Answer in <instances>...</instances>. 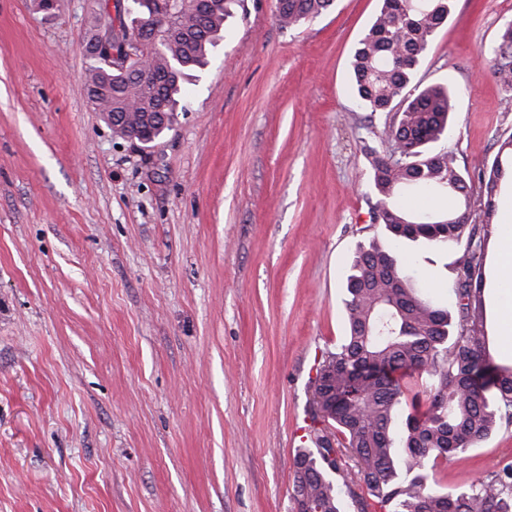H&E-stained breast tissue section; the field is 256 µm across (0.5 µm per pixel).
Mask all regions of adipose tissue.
Masks as SVG:
<instances>
[{"mask_svg": "<svg viewBox=\"0 0 512 512\" xmlns=\"http://www.w3.org/2000/svg\"><path fill=\"white\" fill-rule=\"evenodd\" d=\"M502 243L486 290L497 328L501 358L512 359V191L502 203Z\"/></svg>", "mask_w": 512, "mask_h": 512, "instance_id": "1", "label": "adipose tissue"}]
</instances>
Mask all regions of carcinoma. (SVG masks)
Listing matches in <instances>:
<instances>
[{"instance_id":"obj_1","label":"carcinoma","mask_w":512,"mask_h":512,"mask_svg":"<svg viewBox=\"0 0 512 512\" xmlns=\"http://www.w3.org/2000/svg\"><path fill=\"white\" fill-rule=\"evenodd\" d=\"M137 7L105 12L89 31L113 33L119 49L135 36L124 16L157 7L158 0H132ZM217 0L200 19L194 0L180 8L154 36L144 38L136 73L94 66L88 99L112 132L133 130L157 140L169 130L183 97L187 72L206 65L224 32L232 7ZM379 12L354 47L352 89L359 109L389 118L396 149L382 155L368 147L369 179L382 213L377 237L359 246L345 285L348 334L319 363L312 380L310 442L294 460L298 512H512V460L485 479L452 492L439 489L438 466L486 440L512 420V365L495 363L488 351L482 262L477 252L491 235L494 191L512 162V136L500 142V159L479 176L487 190L483 237L462 224H443L435 214L418 216L407 195H452L471 207L473 187L446 148L457 90L449 83L412 85L434 33L454 10L455 0H380ZM333 0H277L284 28L319 17ZM482 54L493 62L500 84L512 91V20ZM405 243L440 248L464 246L458 261L456 313L404 272ZM416 373L421 383L409 394L402 383ZM355 471L342 467L343 453Z\"/></svg>"}]
</instances>
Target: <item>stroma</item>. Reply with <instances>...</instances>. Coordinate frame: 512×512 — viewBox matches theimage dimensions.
Listing matches in <instances>:
<instances>
[{
  "label": "stroma",
  "mask_w": 512,
  "mask_h": 512,
  "mask_svg": "<svg viewBox=\"0 0 512 512\" xmlns=\"http://www.w3.org/2000/svg\"><path fill=\"white\" fill-rule=\"evenodd\" d=\"M103 0H0V512H296L294 458L342 285L374 233L351 90L380 0L294 29L243 0L146 149L88 102L83 37ZM512 0H456L419 76L458 98L468 179L512 135L483 56ZM459 247L403 265L454 300ZM512 459V423L440 467L453 491Z\"/></svg>",
  "instance_id": "35a3bbf8"
}]
</instances>
